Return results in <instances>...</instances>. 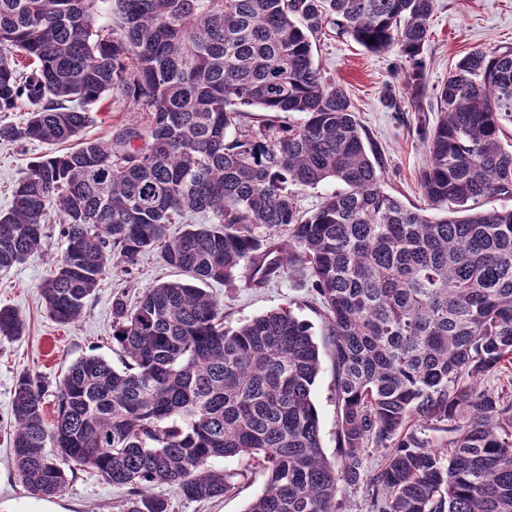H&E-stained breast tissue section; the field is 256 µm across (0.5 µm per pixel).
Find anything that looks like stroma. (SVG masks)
<instances>
[{
    "label": "stroma",
    "instance_id": "stroma-1",
    "mask_svg": "<svg viewBox=\"0 0 512 512\" xmlns=\"http://www.w3.org/2000/svg\"><path fill=\"white\" fill-rule=\"evenodd\" d=\"M506 47L512 48V0H436L423 52L427 92L419 112L409 102L404 60L398 48L372 52L329 28L315 41L313 52L323 76L348 91L355 112L381 152L384 190L404 204L420 206L424 198L419 174L426 164V152L419 129L434 125L438 119L436 87L467 53ZM139 120V113L116 96L92 107L91 121L82 136L105 142L116 129ZM45 150V145L37 143L0 146V213L10 209L17 180ZM64 248L57 227H50L42 256L0 271V306L17 309L27 323L21 339L0 338V512H123L124 489L82 471L71 476L61 494L46 499L30 497L11 464L14 387L23 371L33 370L55 379L70 364L90 354L118 362V347L112 342L113 297L123 295L128 306H135L142 288L179 278L180 273L166 266L158 252L148 253L131 273L113 269L100 281L82 317L61 325L47 315L39 284ZM207 290L223 304L226 325L234 326L261 313L286 308L309 322L314 335L322 333V318L309 284L289 275L255 286L250 282L249 269L244 267L235 287L211 283ZM312 396L320 418L323 451L330 461H337L341 442L330 357L321 361ZM223 466L239 471V487L217 501H186L167 485L154 486L153 492L169 500L172 512H245L250 501L262 493L264 477L244 458L224 460Z\"/></svg>",
    "mask_w": 512,
    "mask_h": 512
}]
</instances>
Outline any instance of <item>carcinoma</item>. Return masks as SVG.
Masks as SVG:
<instances>
[{
  "instance_id": "cac0c4a2",
  "label": "carcinoma",
  "mask_w": 512,
  "mask_h": 512,
  "mask_svg": "<svg viewBox=\"0 0 512 512\" xmlns=\"http://www.w3.org/2000/svg\"><path fill=\"white\" fill-rule=\"evenodd\" d=\"M435 0H0V145L73 140L90 107L130 100L142 124L35 161L0 214V269L65 249L39 286L55 322L77 321L100 280L159 251L184 278L112 299L117 369L82 357L14 388L12 464L28 492L62 493L88 471L126 489L124 512H170L167 484L205 502L235 489L219 459L259 462L245 512H338L366 484L370 512H512V394L472 379L512 371V49L475 50L448 72L436 124L420 129L424 205L383 187V159L344 88L313 60L323 23L371 51L399 47L415 111ZM374 39L369 44L367 40ZM250 112L295 123L244 124ZM336 182L308 214L295 189ZM447 205L444 215L433 211ZM206 216L175 238L167 225ZM286 271L323 309L342 437L322 449L312 387L321 352L287 309L235 328L201 285L244 266ZM26 323L0 306V336ZM52 398L55 416L44 417ZM451 424L449 435L429 431ZM369 448L384 464L365 476ZM65 461L68 467L60 465Z\"/></svg>"
}]
</instances>
